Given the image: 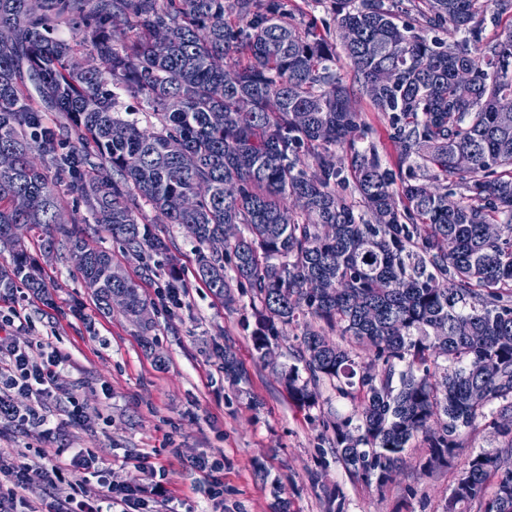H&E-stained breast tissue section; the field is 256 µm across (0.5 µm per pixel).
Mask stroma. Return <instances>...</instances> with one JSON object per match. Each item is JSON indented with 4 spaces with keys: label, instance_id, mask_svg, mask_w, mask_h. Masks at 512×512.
Segmentation results:
<instances>
[{
    "label": "stroma",
    "instance_id": "1",
    "mask_svg": "<svg viewBox=\"0 0 512 512\" xmlns=\"http://www.w3.org/2000/svg\"><path fill=\"white\" fill-rule=\"evenodd\" d=\"M288 12L293 22L314 25L338 43L332 0H288ZM336 71L362 115V146H374L383 166L397 170L387 119L355 83L348 60L337 57ZM151 231L165 250L138 256L106 234L89 236L91 245L111 252L115 269L138 284L151 311L146 330L121 310L99 312L65 247L45 255L36 233H27L30 257L42 267L48 292L19 297L22 325L13 329V340L33 360L52 350L67 359L47 401L50 420L61 421L73 397L92 422L64 427L60 442L0 419V453L41 462L62 459L67 446L86 449L108 467L114 485L147 490V512H171L178 503L186 512H443L469 460L507 444L498 429L503 403L497 400L460 428V446L447 465L425 470L429 450L418 437L383 487L358 480L331 448L325 427L330 418L353 416L354 403L323 381L315 407L302 408L285 388L281 370L296 362L300 327L281 329L273 357L259 361L248 294L237 293L236 304L225 306L199 280L197 253L185 230L155 224ZM172 282L182 299L176 307L158 297ZM228 350L246 373L236 383L224 375ZM203 459L223 461L215 480L197 469ZM153 468L161 472L165 493L151 491ZM216 480L224 487L219 496L211 493Z\"/></svg>",
    "mask_w": 512,
    "mask_h": 512
}]
</instances>
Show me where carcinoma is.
I'll list each match as a JSON object with an SVG mask.
<instances>
[{
    "label": "carcinoma",
    "instance_id": "carcinoma-1",
    "mask_svg": "<svg viewBox=\"0 0 512 512\" xmlns=\"http://www.w3.org/2000/svg\"><path fill=\"white\" fill-rule=\"evenodd\" d=\"M333 3L337 29L354 31L343 54L388 116L399 164L425 171L401 180L399 194L375 149L352 151L345 168L333 161L363 119L333 47L294 23L284 0H41L35 13L27 0H0V28L15 32L0 46V154L12 159L0 168V238L12 254L0 290L46 292L26 240L12 236L27 224L43 250L64 240L87 254L80 274L101 281V312L118 291L138 321V285L112 275V254L90 246L81 224L129 252L160 250L141 208L151 205L155 220L196 242L206 288L228 305L233 289L249 294L260 358L279 327L302 328L303 368L283 371L288 395L309 408L328 380L356 399L355 431L348 419L327 427L348 471L381 486L412 439L427 441L428 464L445 462L458 429L489 403L512 411V34L472 51L484 0H424L413 24L388 0ZM76 24L80 70L59 37ZM439 31L464 38L447 44ZM381 70L394 80L375 87ZM114 88L147 105L153 130L119 115ZM44 112L65 123L45 124ZM34 151L54 170L35 165ZM459 152L469 167L455 166ZM349 180L360 209L336 190ZM62 181L89 203L88 217L61 221ZM227 224L245 232L219 254L211 243ZM488 224L499 227L494 239ZM333 333L372 351L371 361L358 365ZM224 374L243 376L227 351ZM499 429L511 440L469 461L444 512L480 499L483 512H512V468L502 465L512 417Z\"/></svg>",
    "mask_w": 512,
    "mask_h": 512
}]
</instances>
